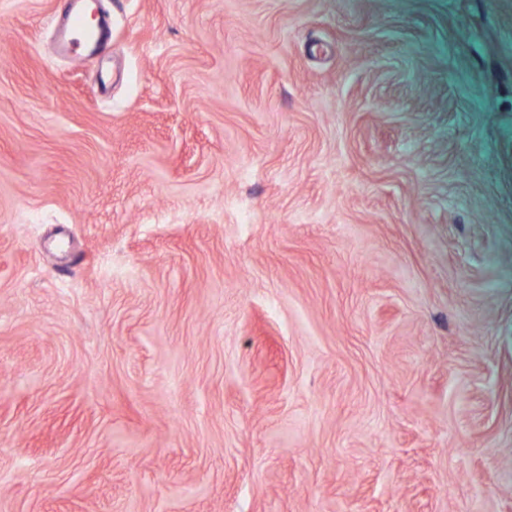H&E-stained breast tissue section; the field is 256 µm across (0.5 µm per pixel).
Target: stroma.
Listing matches in <instances>:
<instances>
[{
  "mask_svg": "<svg viewBox=\"0 0 512 512\" xmlns=\"http://www.w3.org/2000/svg\"><path fill=\"white\" fill-rule=\"evenodd\" d=\"M0 0V512H512V0ZM88 29L80 14L70 22V27L64 29L60 35V47L63 52L70 54L74 59H82L89 47L97 48L102 45L108 33V26L103 22V32L100 39H88L85 37Z\"/></svg>",
  "mask_w": 512,
  "mask_h": 512,
  "instance_id": "1",
  "label": "stroma"
}]
</instances>
